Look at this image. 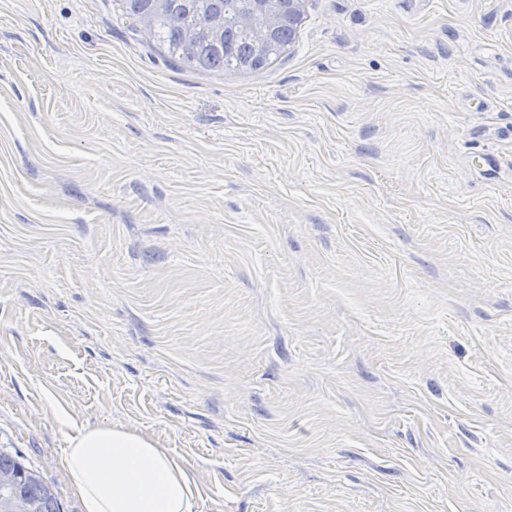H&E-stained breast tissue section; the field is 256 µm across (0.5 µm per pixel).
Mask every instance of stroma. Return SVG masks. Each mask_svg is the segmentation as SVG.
<instances>
[{
    "instance_id": "stroma-1",
    "label": "stroma",
    "mask_w": 512,
    "mask_h": 512,
    "mask_svg": "<svg viewBox=\"0 0 512 512\" xmlns=\"http://www.w3.org/2000/svg\"><path fill=\"white\" fill-rule=\"evenodd\" d=\"M0 0V448L81 512L137 428L197 512H512V0H308L264 69Z\"/></svg>"
}]
</instances>
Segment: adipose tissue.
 <instances>
[{
  "instance_id": "adipose-tissue-1",
  "label": "adipose tissue",
  "mask_w": 512,
  "mask_h": 512,
  "mask_svg": "<svg viewBox=\"0 0 512 512\" xmlns=\"http://www.w3.org/2000/svg\"><path fill=\"white\" fill-rule=\"evenodd\" d=\"M61 464L82 512H197L193 476L136 428L83 429Z\"/></svg>"
}]
</instances>
